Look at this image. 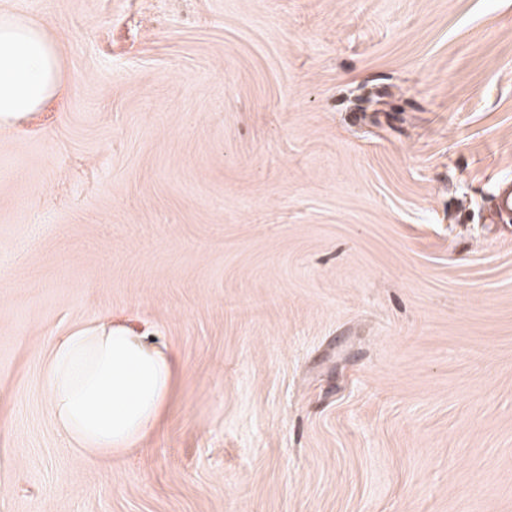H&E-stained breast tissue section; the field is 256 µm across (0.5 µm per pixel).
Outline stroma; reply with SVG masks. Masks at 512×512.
<instances>
[{
  "instance_id": "stroma-1",
  "label": "stroma",
  "mask_w": 512,
  "mask_h": 512,
  "mask_svg": "<svg viewBox=\"0 0 512 512\" xmlns=\"http://www.w3.org/2000/svg\"><path fill=\"white\" fill-rule=\"evenodd\" d=\"M66 90L0 123V512H512V0H0ZM175 352L72 453L51 348ZM178 358L132 325L99 320L54 346L45 391L55 429L84 455L131 452L158 424Z\"/></svg>"
}]
</instances>
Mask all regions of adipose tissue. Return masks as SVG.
Segmentation results:
<instances>
[{
	"instance_id": "1",
	"label": "adipose tissue",
	"mask_w": 512,
	"mask_h": 512,
	"mask_svg": "<svg viewBox=\"0 0 512 512\" xmlns=\"http://www.w3.org/2000/svg\"><path fill=\"white\" fill-rule=\"evenodd\" d=\"M57 44L39 25L0 14V122L63 95ZM178 358L134 326L103 319L54 346L45 391L68 448L112 456L140 447L169 400Z\"/></svg>"
}]
</instances>
